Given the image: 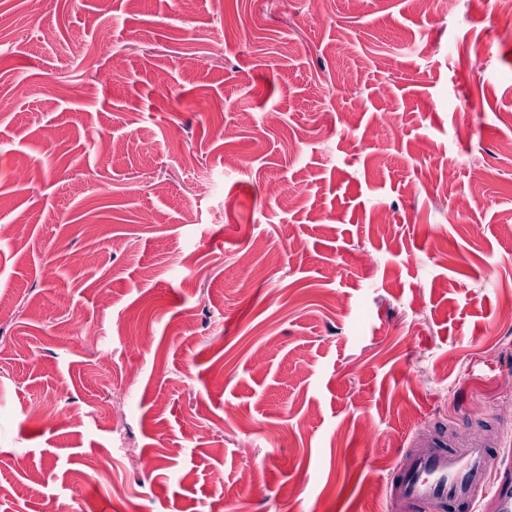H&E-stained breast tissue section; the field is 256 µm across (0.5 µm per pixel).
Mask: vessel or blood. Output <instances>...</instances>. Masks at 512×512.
I'll return each instance as SVG.
<instances>
[{
    "label": "vessel or blood",
    "mask_w": 512,
    "mask_h": 512,
    "mask_svg": "<svg viewBox=\"0 0 512 512\" xmlns=\"http://www.w3.org/2000/svg\"><path fill=\"white\" fill-rule=\"evenodd\" d=\"M501 437L496 426L464 445L444 432L413 437L385 485L391 512H446L451 505L478 512L486 500L496 512H512V450Z\"/></svg>",
    "instance_id": "b4317fda"
}]
</instances>
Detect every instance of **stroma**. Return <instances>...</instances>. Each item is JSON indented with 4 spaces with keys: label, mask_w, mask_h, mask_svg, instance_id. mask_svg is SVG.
<instances>
[{
    "label": "stroma",
    "mask_w": 512,
    "mask_h": 512,
    "mask_svg": "<svg viewBox=\"0 0 512 512\" xmlns=\"http://www.w3.org/2000/svg\"><path fill=\"white\" fill-rule=\"evenodd\" d=\"M0 13V512H388L418 426L512 447V19Z\"/></svg>",
    "instance_id": "obj_1"
}]
</instances>
